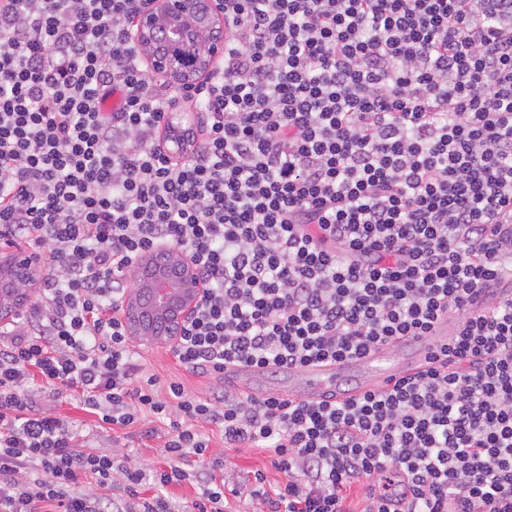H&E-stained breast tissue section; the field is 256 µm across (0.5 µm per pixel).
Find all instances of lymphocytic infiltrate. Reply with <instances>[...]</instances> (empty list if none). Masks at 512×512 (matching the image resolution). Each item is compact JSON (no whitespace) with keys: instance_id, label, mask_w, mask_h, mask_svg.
Instances as JSON below:
<instances>
[{"instance_id":"obj_1","label":"lymphocytic infiltrate","mask_w":512,"mask_h":512,"mask_svg":"<svg viewBox=\"0 0 512 512\" xmlns=\"http://www.w3.org/2000/svg\"><path fill=\"white\" fill-rule=\"evenodd\" d=\"M144 5L0 0V238L45 269L0 329V512H351L356 483L362 512H512V295L473 308L512 281V0H224L218 69L165 94L130 41ZM177 101L202 114L175 158ZM163 246L206 289L171 353L218 380L449 313L459 331L356 399L194 396L147 372L122 316L136 259ZM64 389L98 429L161 439L164 464L79 449L36 401ZM207 425L286 483L227 488Z\"/></svg>"}]
</instances>
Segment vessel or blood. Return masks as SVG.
<instances>
[{
	"label": "vessel or blood",
	"mask_w": 512,
	"mask_h": 512,
	"mask_svg": "<svg viewBox=\"0 0 512 512\" xmlns=\"http://www.w3.org/2000/svg\"><path fill=\"white\" fill-rule=\"evenodd\" d=\"M453 330L447 319H440L428 336H411L382 344L365 354L336 363L319 362L301 371L299 379L286 384L264 383L260 369H252L246 382L260 385L262 392L285 394L300 401H313L339 391L350 379L356 380L353 395L386 388L396 380L423 371L434 351L435 341L447 340Z\"/></svg>",
	"instance_id": "obj_1"
}]
</instances>
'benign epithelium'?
Listing matches in <instances>:
<instances>
[{
	"mask_svg": "<svg viewBox=\"0 0 512 512\" xmlns=\"http://www.w3.org/2000/svg\"><path fill=\"white\" fill-rule=\"evenodd\" d=\"M223 0H149L140 11L131 39L152 74L167 78L179 88H190L206 74L212 61L224 54ZM183 116L170 114L171 133L167 141L171 154L187 149L182 137ZM142 264L151 268L148 278L135 281L125 300L128 328L135 339L147 347H172L179 337L176 329L188 321L205 296L192 259L175 249L146 254ZM39 259L28 252L10 254L0 260V288L23 279L33 283L41 278ZM150 299L149 314L170 326L157 334L143 319L142 297ZM30 294L12 292L0 297V325L20 316Z\"/></svg>",
	"mask_w": 512,
	"mask_h": 512,
	"instance_id": "benign-epithelium-1",
	"label": "benign epithelium"
}]
</instances>
